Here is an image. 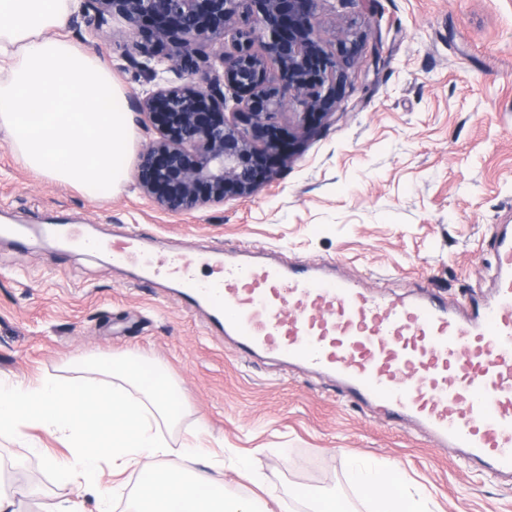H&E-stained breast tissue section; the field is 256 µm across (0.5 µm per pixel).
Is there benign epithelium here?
Returning a JSON list of instances; mask_svg holds the SVG:
<instances>
[{"mask_svg":"<svg viewBox=\"0 0 512 512\" xmlns=\"http://www.w3.org/2000/svg\"><path fill=\"white\" fill-rule=\"evenodd\" d=\"M317 2L81 0L97 17L90 41L116 17L142 33L124 52L152 83L134 101L154 133L136 176L144 198L176 212L249 197L282 154V111L316 117L308 133L335 114L363 39L323 30Z\"/></svg>","mask_w":512,"mask_h":512,"instance_id":"1","label":"benign epithelium"}]
</instances>
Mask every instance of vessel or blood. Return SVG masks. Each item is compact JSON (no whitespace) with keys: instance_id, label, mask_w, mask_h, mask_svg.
<instances>
[{"instance_id":"vessel-or-blood-1","label":"vessel or blood","mask_w":512,"mask_h":512,"mask_svg":"<svg viewBox=\"0 0 512 512\" xmlns=\"http://www.w3.org/2000/svg\"><path fill=\"white\" fill-rule=\"evenodd\" d=\"M494 246L490 292L469 303L371 293L226 247L179 255L167 274L241 353L333 377L379 419L414 423L438 447L512 479V232L501 230ZM205 262L214 271L202 281L195 269Z\"/></svg>"}]
</instances>
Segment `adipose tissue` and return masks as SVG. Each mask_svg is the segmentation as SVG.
<instances>
[{"label": "adipose tissue", "instance_id": "ef3b65f1", "mask_svg": "<svg viewBox=\"0 0 512 512\" xmlns=\"http://www.w3.org/2000/svg\"><path fill=\"white\" fill-rule=\"evenodd\" d=\"M77 0H0V134L19 162L84 195L117 192L128 176L136 132L124 89L99 57L66 34ZM79 379L0 380V434L58 433L68 453L50 458L59 482L98 483L138 473L133 512H283L276 494L244 497L218 475L158 463L164 427L183 409L177 383L139 355L89 357ZM375 512H420L395 491L388 466H357Z\"/></svg>", "mask_w": 512, "mask_h": 512}]
</instances>
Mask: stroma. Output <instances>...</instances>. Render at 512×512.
Returning a JSON list of instances; mask_svg holds the SVG:
<instances>
[{
	"label": "stroma",
	"mask_w": 512,
	"mask_h": 512,
	"mask_svg": "<svg viewBox=\"0 0 512 512\" xmlns=\"http://www.w3.org/2000/svg\"><path fill=\"white\" fill-rule=\"evenodd\" d=\"M317 17L328 32L365 35L355 76L315 136L301 137L294 109L279 114L291 157L250 197L162 211L130 179L91 200L21 165L0 135V224L32 234L0 241V379L75 378L84 358L133 352L183 388L184 414L163 431L167 467L187 468L182 446L202 420L225 485L274 490L288 512H305L304 488L371 512L358 463L395 465L398 490L428 512H512L511 482L372 417L331 378L242 357L206 309L178 301L168 275L140 277L222 243L328 266L375 292L487 294L495 227L512 224V0H319ZM112 27L95 52L131 99L148 83L121 56L124 22ZM131 230L139 262L112 263L113 235ZM64 452L43 430L0 435V491L17 512H99L111 468L92 487L58 483L47 457ZM240 457L254 481L239 476Z\"/></svg>",
	"instance_id": "obj_1"
}]
</instances>
